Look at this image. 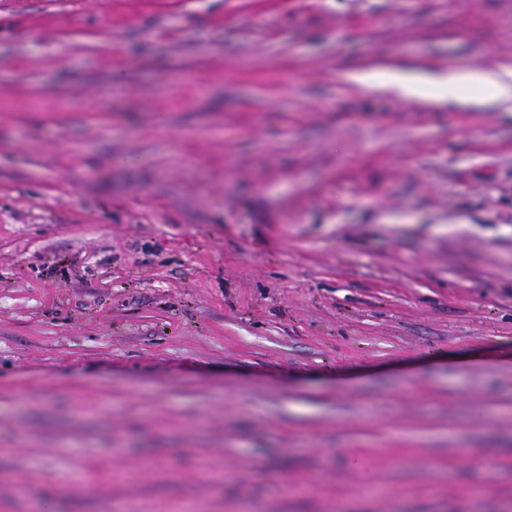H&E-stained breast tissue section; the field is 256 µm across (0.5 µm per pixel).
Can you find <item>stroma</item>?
<instances>
[{
  "instance_id": "1",
  "label": "stroma",
  "mask_w": 512,
  "mask_h": 512,
  "mask_svg": "<svg viewBox=\"0 0 512 512\" xmlns=\"http://www.w3.org/2000/svg\"><path fill=\"white\" fill-rule=\"evenodd\" d=\"M512 0H0V512H512ZM350 79L362 86H386L409 100H464L466 95L488 94L487 99L512 102V70L493 72L485 69L448 71L430 76L397 71H356Z\"/></svg>"
}]
</instances>
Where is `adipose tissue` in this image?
<instances>
[{
    "instance_id": "ef3b65f1",
    "label": "adipose tissue",
    "mask_w": 512,
    "mask_h": 512,
    "mask_svg": "<svg viewBox=\"0 0 512 512\" xmlns=\"http://www.w3.org/2000/svg\"><path fill=\"white\" fill-rule=\"evenodd\" d=\"M353 82L367 86H386L409 100L465 99L469 95H488L489 99L512 102V70L493 72L484 69L451 71L442 75L406 74L372 70L351 73Z\"/></svg>"
}]
</instances>
